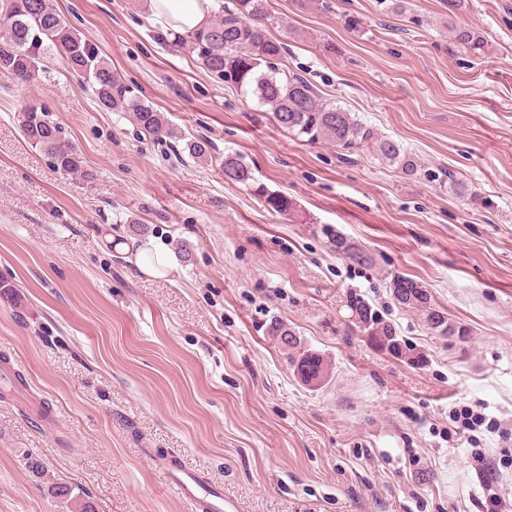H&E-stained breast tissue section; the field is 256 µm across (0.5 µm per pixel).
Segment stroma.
I'll return each instance as SVG.
<instances>
[{"label":"stroma","instance_id":"35a3bbf8","mask_svg":"<svg viewBox=\"0 0 512 512\" xmlns=\"http://www.w3.org/2000/svg\"><path fill=\"white\" fill-rule=\"evenodd\" d=\"M409 2L400 15L377 0H333L328 12L271 0L287 21L274 34L288 70L453 172L464 194L279 128L174 46L145 0H53L185 138H208L216 159L237 153L298 210H268L216 160L101 109L56 52L37 83L0 74V363L51 410L44 419L17 394L0 398V512H68L55 482L76 486L91 512H190L157 465L165 457L242 512H487L489 482L512 512V439L481 433L486 473L448 419L469 405L512 423V0H471L458 14L484 40L476 56L450 41L447 0ZM30 105L92 179L24 143ZM326 225L372 266L338 254ZM148 242L169 255L163 274L140 273L123 250ZM402 275L466 336L435 335L395 304L389 283ZM355 294L423 364L347 330ZM274 317L326 359L321 384L294 372L268 333Z\"/></svg>","mask_w":512,"mask_h":512}]
</instances>
